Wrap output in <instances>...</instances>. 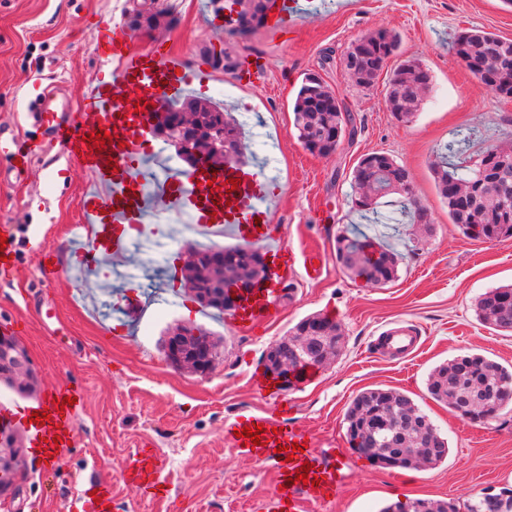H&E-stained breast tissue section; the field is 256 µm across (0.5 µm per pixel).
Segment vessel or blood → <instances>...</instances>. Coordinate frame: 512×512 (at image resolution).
<instances>
[{
	"label": "vessel or blood",
	"instance_id": "obj_1",
	"mask_svg": "<svg viewBox=\"0 0 512 512\" xmlns=\"http://www.w3.org/2000/svg\"><path fill=\"white\" fill-rule=\"evenodd\" d=\"M314 7V0H268L265 24L279 37L288 38ZM93 52L101 61L111 63L112 70L95 78L78 105L57 104L55 97L45 92L35 98L33 108L36 125L58 146L67 162L79 166L105 188L104 193L89 192L81 199L91 234L88 248L79 253L80 261L90 266L154 241V221L162 212L188 215L198 232L210 236L223 235L229 229L246 242L269 240L272 181L262 169H218L203 164L188 172L169 168L158 174L151 164L162 152L151 133L156 110L189 91L206 89L208 73L188 66L166 43L136 48L131 30L109 22L98 26ZM104 131L110 132V143L98 147L87 144V134ZM14 144V137L0 131V184L4 186L9 185L18 167H29L43 153L38 142L23 154L14 151ZM0 234L7 239L0 251V282L6 283L13 278L16 264L13 226L0 225ZM269 256L268 281L242 293L237 323H252L265 316L276 302L281 282L292 272L295 256L287 246L270 250ZM385 344L391 351L407 354L415 349L417 337L412 329L397 324L386 331ZM66 397L72 399V406L58 409V401ZM81 398L80 390L68 383L47 394L36 411L48 416L49 423L34 425L35 447H45L50 440H70L75 403ZM287 414L284 401L262 414L244 412L227 426L226 433L234 437L236 446L261 457L268 449L303 443V432L282 424ZM259 424L264 427L260 444L248 445L237 438V430ZM306 462L311 463L318 483L296 480L297 469ZM339 475V469L322 467L311 452L295 453L280 471L283 496L291 505L301 492L322 498L334 489Z\"/></svg>",
	"mask_w": 512,
	"mask_h": 512
}]
</instances>
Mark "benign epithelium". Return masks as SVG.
<instances>
[{
  "instance_id": "1",
  "label": "benign epithelium",
  "mask_w": 512,
  "mask_h": 512,
  "mask_svg": "<svg viewBox=\"0 0 512 512\" xmlns=\"http://www.w3.org/2000/svg\"><path fill=\"white\" fill-rule=\"evenodd\" d=\"M176 147L180 159L189 167L209 164L211 157L224 155V134L208 138L204 149L195 148L183 139L176 142ZM194 293L201 302L219 305L226 311L233 309L236 304V298L224 288L217 293L211 288H196ZM310 346L308 336H286L272 344L264 358L266 374L285 388L296 385L300 363L294 355L299 351L308 352ZM215 351L212 337L194 327L176 325L169 328L164 336L163 355L166 362L176 369L186 370L202 378L212 373L218 361ZM0 374L8 376L22 388L30 389L35 383L26 350L4 336H0ZM19 457L20 449L14 447L12 440H5L4 446L0 448V498L12 491Z\"/></svg>"
}]
</instances>
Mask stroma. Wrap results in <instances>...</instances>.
Masks as SVG:
<instances>
[{"label": "stroma", "mask_w": 512, "mask_h": 512, "mask_svg": "<svg viewBox=\"0 0 512 512\" xmlns=\"http://www.w3.org/2000/svg\"><path fill=\"white\" fill-rule=\"evenodd\" d=\"M167 24L137 30L136 45L167 42L192 67L208 72L204 98L224 105L242 124L256 165L275 181L270 232L298 257L291 299L250 326L202 306L184 280L170 282L169 265L184 268L188 247L210 240L191 225L164 220L157 262L133 250L88 267L76 259L87 240L80 199L91 177L67 165L53 143L37 163L0 188V224L14 227L16 272L0 283V321L14 322L38 378L32 396L0 385V402L27 412L62 381L82 388L85 403L74 418L68 448L53 471H44L29 446L27 427L13 430L25 444L21 471L0 512H83L92 491L107 490L106 512H277V453L255 457L237 448L224 424L243 411H262L288 399L290 425L303 431L322 465L344 455V476L330 498L302 500L299 512H381L416 498L465 506L472 496L512 488V412L476 426L432 400L429 372L457 356L476 353L512 366V335L475 316L487 289L512 284V239L467 238L448 221L431 176L436 152L465 139L463 159L476 161L490 146L512 144V99L489 90L456 58L452 45L470 29L512 39V7L503 0H326L289 40L264 26L239 32L224 24V0H170ZM107 21L129 25L128 0H0V129L17 143L39 135L31 101L49 83L79 100L101 63L93 55L96 28ZM376 29L399 34L400 59L414 58L434 82L412 123L398 122L385 102L386 82L355 86L341 64L350 45ZM252 54L262 68L241 82L225 60ZM319 75L355 117L358 133L336 153L318 156L298 141L292 107L298 86ZM385 152L413 176L414 192L432 222L409 224L398 195L375 210L351 200V174L359 158ZM348 231L374 239L401 257L399 276L371 287L336 262L335 238ZM53 249L62 273L42 285L40 246ZM317 267H309V259ZM143 301L139 315L122 305L126 289ZM340 322L344 347L328 365L292 389H264L263 354L313 313ZM124 322L127 331L113 335ZM394 323L414 326L418 350L399 358L375 341ZM206 329L220 339L224 356L206 378L171 367L161 350L170 326ZM367 388L409 395L448 441V455L411 474L380 469L355 453L343 424L351 400ZM161 459L153 480L165 488L152 498L121 473L142 456Z\"/></svg>", "instance_id": "stroma-1"}]
</instances>
